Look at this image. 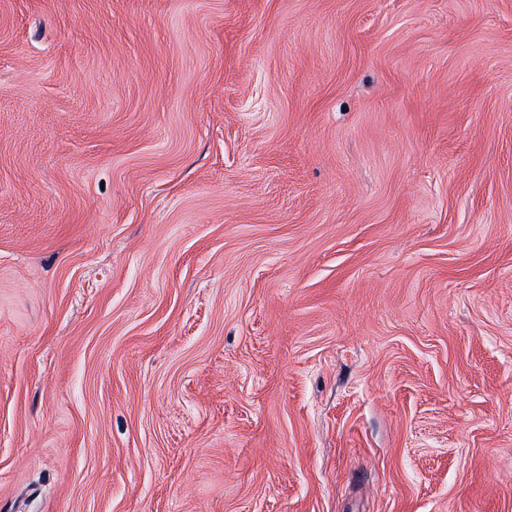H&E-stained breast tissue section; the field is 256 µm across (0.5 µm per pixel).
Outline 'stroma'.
<instances>
[{"label": "stroma", "instance_id": "obj_1", "mask_svg": "<svg viewBox=\"0 0 512 512\" xmlns=\"http://www.w3.org/2000/svg\"><path fill=\"white\" fill-rule=\"evenodd\" d=\"M0 512H512V0H0Z\"/></svg>", "mask_w": 512, "mask_h": 512}]
</instances>
